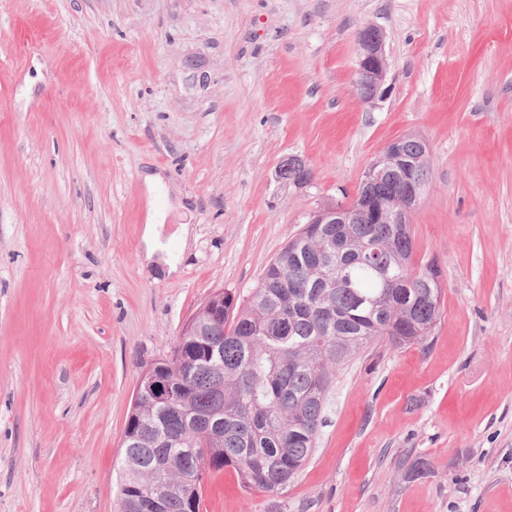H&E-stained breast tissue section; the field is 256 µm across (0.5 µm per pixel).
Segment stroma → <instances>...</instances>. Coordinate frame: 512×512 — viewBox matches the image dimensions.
<instances>
[{
    "label": "stroma",
    "mask_w": 512,
    "mask_h": 512,
    "mask_svg": "<svg viewBox=\"0 0 512 512\" xmlns=\"http://www.w3.org/2000/svg\"><path fill=\"white\" fill-rule=\"evenodd\" d=\"M408 135L428 347L367 346L288 488L214 471L201 512H512V0H0V512H117L141 372ZM154 174L173 273L144 258ZM383 41L382 32L372 25L359 32L354 87L364 102L375 100L387 74ZM278 173L282 180L298 186L310 183L313 178L311 167L298 157L284 159L279 166Z\"/></svg>",
    "instance_id": "1"
}]
</instances>
